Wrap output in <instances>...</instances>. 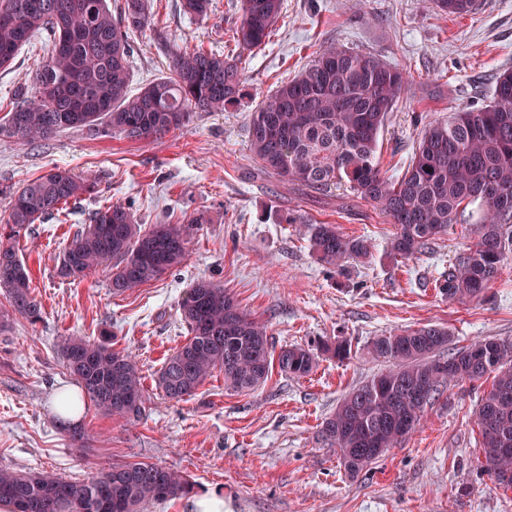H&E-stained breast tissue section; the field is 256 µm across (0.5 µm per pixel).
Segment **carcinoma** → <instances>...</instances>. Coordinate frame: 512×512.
Segmentation results:
<instances>
[{"label": "carcinoma", "mask_w": 512, "mask_h": 512, "mask_svg": "<svg viewBox=\"0 0 512 512\" xmlns=\"http://www.w3.org/2000/svg\"><path fill=\"white\" fill-rule=\"evenodd\" d=\"M211 2L182 0L181 7L203 20ZM431 4L441 16H462L476 9L477 0ZM283 6L284 0H240L232 29L237 47L251 52L264 46ZM151 25L147 0H124L115 13L108 0H0V69L36 34L51 37L31 79L14 91L12 107L0 119V137L36 142L78 128L97 137L158 138L195 112H222L240 98L239 59L187 45L175 46L167 75L131 93L129 38ZM404 92L403 72L377 56L323 46L297 76L261 96L248 120L250 149L265 169L293 183L321 191L344 185L379 207L396 228L391 253L404 259L428 249L450 224L476 225V243L448 268L439 290L460 303L480 300L512 253V70L497 74L489 104L428 123L406 170L390 180L376 162V149ZM99 192L98 178L59 167L16 191L0 188L10 198L6 224L13 229L48 220L69 201ZM208 222L199 213L182 223L144 228L122 204L100 207L69 241L59 273L76 280L110 262L113 291L137 288L178 267L195 226ZM309 241L313 254L338 271L373 255L367 240L347 237L334 224L312 225ZM0 288L9 303L0 309V328L17 315L31 322L41 317L28 268L2 243ZM180 310L190 337L166 357L158 377L171 400L195 395L216 372L224 375V390L244 393L263 384L275 363L291 377L309 374L316 364L309 348L273 350L267 324L213 281L190 288ZM449 342L447 329L424 326L370 343L369 353L389 368L348 391L322 427L348 475L376 460L354 449L397 447L448 384L491 375L476 414L483 468L512 488V344L485 338L447 354ZM60 353L99 411L129 422L145 411L142 375L130 353L77 336L65 337ZM416 388L424 393L412 396ZM193 491L180 472L143 461L83 481L0 468V501L14 512H139L148 502Z\"/></svg>", "instance_id": "carcinoma-1"}]
</instances>
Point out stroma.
Returning a JSON list of instances; mask_svg holds the SVG:
<instances>
[{"instance_id":"35a3bbf8","label":"stroma","mask_w":512,"mask_h":512,"mask_svg":"<svg viewBox=\"0 0 512 512\" xmlns=\"http://www.w3.org/2000/svg\"><path fill=\"white\" fill-rule=\"evenodd\" d=\"M238 5L214 0L210 18L198 22L183 15L179 0H149L156 25L131 39L135 90L167 73L175 44L240 57L243 94L224 111L195 113L156 141L80 130L32 144L0 137V187H21L54 166L101 180L98 197L70 202L11 241L42 317L0 330V468L81 481L145 461L179 471L196 492L223 494L233 512H512V489L481 470L475 418L488 379L445 389L417 431L354 477L321 433L344 394L383 370L368 353L374 337L437 325L448 329L454 350L483 338L512 342V258L482 301L448 300L438 285L474 244L470 225H450L415 257H388L395 227L379 208L349 189L314 192L265 170L247 137L257 93L291 79L321 46L370 52L408 79L376 153L386 176L401 175L426 124L488 104L493 76L512 69V0H477L462 17L434 14L429 0H285L270 42L250 53L230 38ZM46 47L36 35L0 69L1 106ZM112 203L131 204L146 227L200 212L209 221L180 266L125 293L113 294L107 265L75 281L61 277L68 241L91 211ZM290 213L304 224L284 223ZM310 223L367 240L373 259L335 272L312 254ZM203 279L223 284L242 310L265 322L274 348L339 339L351 344V358L322 355L306 377L275 371L243 394L225 392L217 373L194 396L169 400L157 377L188 336L180 305ZM68 336L132 352L150 397L134 422L82 405L80 450L59 417L60 395L77 385L59 352Z\"/></svg>"}]
</instances>
